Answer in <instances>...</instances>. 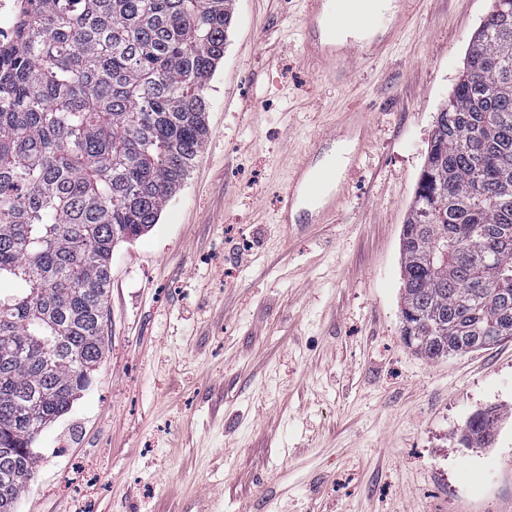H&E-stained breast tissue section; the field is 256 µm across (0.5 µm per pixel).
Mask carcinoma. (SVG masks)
<instances>
[{
  "instance_id": "cac0c4a2",
  "label": "carcinoma",
  "mask_w": 512,
  "mask_h": 512,
  "mask_svg": "<svg viewBox=\"0 0 512 512\" xmlns=\"http://www.w3.org/2000/svg\"><path fill=\"white\" fill-rule=\"evenodd\" d=\"M0 66V512L103 354L112 251L147 233L204 144L233 0H23ZM401 335L428 360L512 338V0L437 113L401 239ZM498 414L459 436L485 446Z\"/></svg>"
}]
</instances>
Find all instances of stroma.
<instances>
[{"label": "stroma", "mask_w": 512, "mask_h": 512, "mask_svg": "<svg viewBox=\"0 0 512 512\" xmlns=\"http://www.w3.org/2000/svg\"><path fill=\"white\" fill-rule=\"evenodd\" d=\"M490 8L418 0L342 85L303 63L298 0H235L208 137L114 248L104 356L17 512H512V339L431 361L400 332L402 228ZM351 107L370 135L335 222L278 224L289 168ZM488 407L492 443L460 445Z\"/></svg>", "instance_id": "1"}]
</instances>
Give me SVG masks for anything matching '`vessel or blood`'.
I'll list each match as a JSON object with an SVG mask.
<instances>
[{
	"mask_svg": "<svg viewBox=\"0 0 512 512\" xmlns=\"http://www.w3.org/2000/svg\"><path fill=\"white\" fill-rule=\"evenodd\" d=\"M304 27L302 51L318 74L344 81L360 61L382 57L399 34L398 20L414 0H396V20L383 22L367 12L366 0H301ZM368 121L364 113H342L318 134L290 170L280 195L279 221L292 224L331 223L338 205L349 194L350 177L366 150Z\"/></svg>",
	"mask_w": 512,
	"mask_h": 512,
	"instance_id": "obj_1",
	"label": "vessel or blood"
}]
</instances>
